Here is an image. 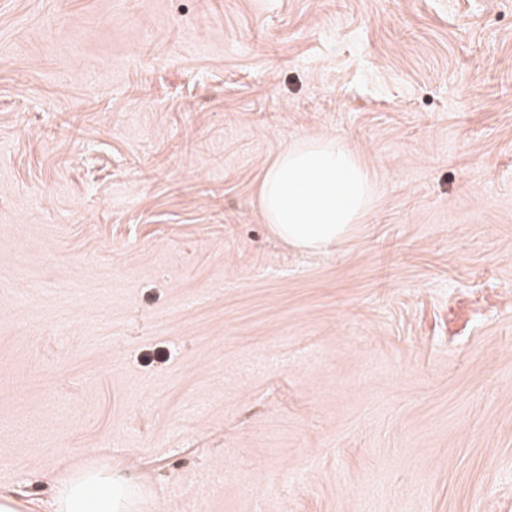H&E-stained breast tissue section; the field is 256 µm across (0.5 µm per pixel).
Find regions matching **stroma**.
Returning <instances> with one entry per match:
<instances>
[{
    "instance_id": "1",
    "label": "stroma",
    "mask_w": 512,
    "mask_h": 512,
    "mask_svg": "<svg viewBox=\"0 0 512 512\" xmlns=\"http://www.w3.org/2000/svg\"><path fill=\"white\" fill-rule=\"evenodd\" d=\"M313 135L377 186L314 253L257 197ZM83 468L512 512V0H0V492Z\"/></svg>"
}]
</instances>
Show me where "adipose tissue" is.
Wrapping results in <instances>:
<instances>
[{
  "label": "adipose tissue",
  "instance_id": "obj_1",
  "mask_svg": "<svg viewBox=\"0 0 512 512\" xmlns=\"http://www.w3.org/2000/svg\"><path fill=\"white\" fill-rule=\"evenodd\" d=\"M132 497L121 477L88 468L58 484L54 512H128Z\"/></svg>",
  "mask_w": 512,
  "mask_h": 512
}]
</instances>
